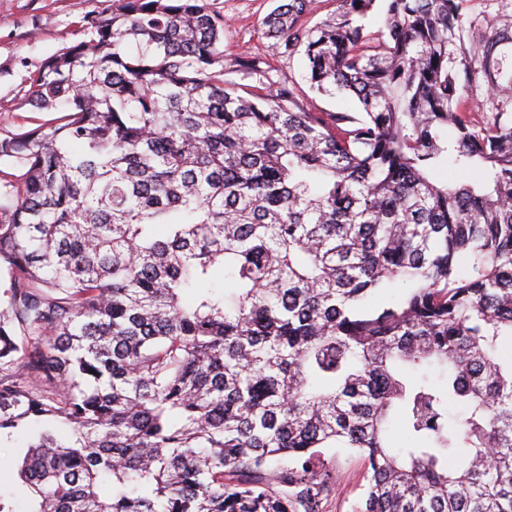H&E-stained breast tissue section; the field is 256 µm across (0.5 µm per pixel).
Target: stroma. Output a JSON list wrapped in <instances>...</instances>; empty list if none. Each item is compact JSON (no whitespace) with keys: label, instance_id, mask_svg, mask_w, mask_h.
Returning a JSON list of instances; mask_svg holds the SVG:
<instances>
[{"label":"stroma","instance_id":"1","mask_svg":"<svg viewBox=\"0 0 512 512\" xmlns=\"http://www.w3.org/2000/svg\"><path fill=\"white\" fill-rule=\"evenodd\" d=\"M227 25L224 53L262 58L274 78L294 83L300 104L315 112H357L348 97L330 98L313 91L305 79L302 56H279L264 36L261 20L274 0H218ZM112 0H0V136L20 134L47 119L29 103V77L47 57L82 36L84 17L109 10ZM322 458L334 482L323 512H353L366 484L365 466L354 454L324 449Z\"/></svg>","mask_w":512,"mask_h":512}]
</instances>
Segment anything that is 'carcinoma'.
<instances>
[{
  "label": "carcinoma",
  "instance_id": "obj_1",
  "mask_svg": "<svg viewBox=\"0 0 512 512\" xmlns=\"http://www.w3.org/2000/svg\"><path fill=\"white\" fill-rule=\"evenodd\" d=\"M471 2L279 0L265 36L355 115L227 80L216 0H112L42 61L59 117L0 137L25 512H322L326 448L355 512H512V15ZM322 459L334 482L333 490L323 503V512H354L366 484L365 466L354 454L336 448L323 450Z\"/></svg>",
  "mask_w": 512,
  "mask_h": 512
}]
</instances>
